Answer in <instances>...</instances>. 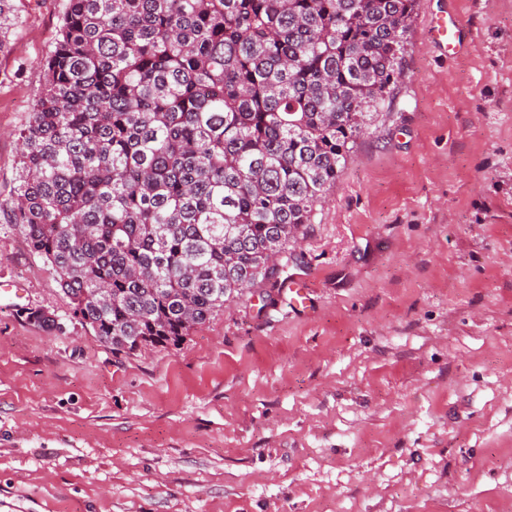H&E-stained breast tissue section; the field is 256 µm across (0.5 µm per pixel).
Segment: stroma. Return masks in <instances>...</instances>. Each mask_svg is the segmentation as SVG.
I'll use <instances>...</instances> for the list:
<instances>
[{
    "label": "stroma",
    "mask_w": 512,
    "mask_h": 512,
    "mask_svg": "<svg viewBox=\"0 0 512 512\" xmlns=\"http://www.w3.org/2000/svg\"><path fill=\"white\" fill-rule=\"evenodd\" d=\"M62 4L15 0L2 203ZM277 264L117 358L0 211V512H512V0H419L388 115ZM434 32L436 35L435 43L453 51L457 50L458 47L460 48L464 41L463 36L460 42V35L463 34V31L455 21L452 22V27H448V21L436 22Z\"/></svg>",
    "instance_id": "obj_1"
}]
</instances>
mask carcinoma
<instances>
[{
	"label": "carcinoma",
	"instance_id": "cac0c4a2",
	"mask_svg": "<svg viewBox=\"0 0 512 512\" xmlns=\"http://www.w3.org/2000/svg\"><path fill=\"white\" fill-rule=\"evenodd\" d=\"M417 2L66 0L7 215L71 317L118 357L275 278L388 109Z\"/></svg>",
	"mask_w": 512,
	"mask_h": 512
}]
</instances>
